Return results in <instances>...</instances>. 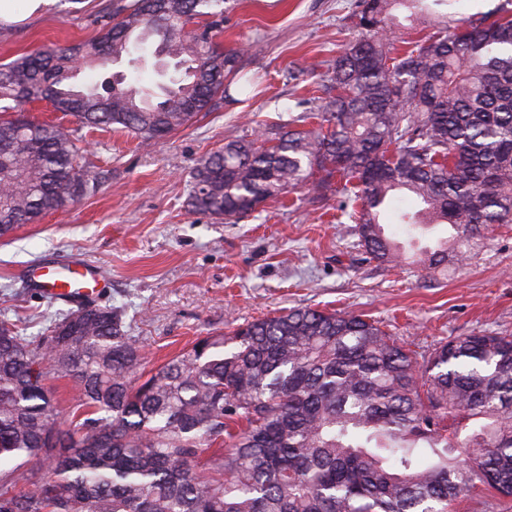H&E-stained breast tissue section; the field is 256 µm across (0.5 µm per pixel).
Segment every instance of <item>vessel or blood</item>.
<instances>
[{"label":"vessel or blood","instance_id":"b4317fda","mask_svg":"<svg viewBox=\"0 0 512 512\" xmlns=\"http://www.w3.org/2000/svg\"><path fill=\"white\" fill-rule=\"evenodd\" d=\"M34 281L49 298L63 301L85 300L100 285L96 269L78 258L63 264L43 265Z\"/></svg>","mask_w":512,"mask_h":512}]
</instances>
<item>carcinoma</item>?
Returning <instances> with one entry per match:
<instances>
[{
    "mask_svg": "<svg viewBox=\"0 0 512 512\" xmlns=\"http://www.w3.org/2000/svg\"><path fill=\"white\" fill-rule=\"evenodd\" d=\"M454 0H358L357 34L312 98L323 125L224 143L193 174L192 209L234 223L288 189L337 184V210L382 265L406 260L382 230L446 224L448 254L512 223V11L448 22ZM101 34L0 64V236L95 192L79 139L34 121L49 102L85 127L145 143L216 110L239 78L224 0H111ZM433 32L393 46L404 23ZM149 42L176 75L112 83ZM85 68L94 85L74 83ZM142 344L112 306L28 337L0 318V512H452L485 486L512 497V335L478 332L418 352L353 312L310 307L205 336L142 379ZM73 392L72 431L49 382ZM15 463L10 469L8 463ZM38 477L26 492L22 480Z\"/></svg>",
    "mask_w": 512,
    "mask_h": 512,
    "instance_id": "1",
    "label": "carcinoma"
}]
</instances>
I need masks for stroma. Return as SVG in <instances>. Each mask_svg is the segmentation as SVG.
<instances>
[{
  "label": "stroma",
  "mask_w": 512,
  "mask_h": 512,
  "mask_svg": "<svg viewBox=\"0 0 512 512\" xmlns=\"http://www.w3.org/2000/svg\"><path fill=\"white\" fill-rule=\"evenodd\" d=\"M109 0H52L44 12L0 26V63L45 44L95 39ZM357 0H226L225 48L247 46V91L146 146L121 131L92 130L47 102L30 115L71 132L84 161L106 171L99 190L0 238V316L39 336L71 311L33 287L30 270L77 256L99 270L100 305L118 308L144 345L151 374L197 338L293 307L354 311L423 350L479 331L512 334V224L472 243L469 260L429 271L367 260L353 224L338 221L336 193L295 189L236 223L188 204L198 160L225 141L267 136L283 124L317 127L306 101L354 36Z\"/></svg>",
  "instance_id": "stroma-1"
}]
</instances>
